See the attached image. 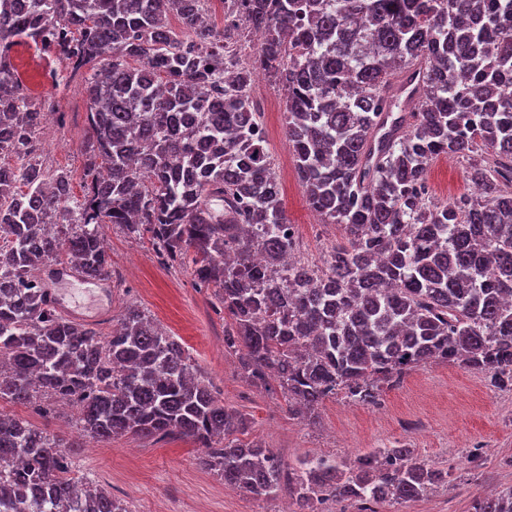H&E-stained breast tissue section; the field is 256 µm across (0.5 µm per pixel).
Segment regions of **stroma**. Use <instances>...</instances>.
<instances>
[{
    "label": "stroma",
    "mask_w": 512,
    "mask_h": 512,
    "mask_svg": "<svg viewBox=\"0 0 512 512\" xmlns=\"http://www.w3.org/2000/svg\"><path fill=\"white\" fill-rule=\"evenodd\" d=\"M11 56L22 81L52 115L37 132L41 162L50 170L70 171L73 193L81 195L83 148L92 137L81 78L71 77L64 63L30 42L14 46ZM254 89L267 101L263 123L283 205L298 233V251L321 262L343 229L322 223L306 201L285 134L281 86L260 77ZM427 180L441 202L472 191L466 164L455 156L431 162ZM104 237L115 280L111 295L70 281L61 287L64 301L88 314L110 308V317L100 323L106 334L128 304L141 306L181 341L225 405L248 414L249 438L288 463L305 457L349 463L376 448H410L419 459L449 471L447 487L416 501L378 506L377 512H470L474 499L512 488V388L493 386L481 371L434 363L409 372L400 385L384 390L377 404H355L339 396L322 403L316 423L294 418L279 390L243 379L238 357L224 348V319L214 313L209 290L197 287L180 265L161 263L148 240L131 238L112 224L105 226ZM0 412L24 416L74 442L76 473L125 500L131 512H285L289 504L284 493L256 498L225 485L200 466V450L187 438L128 434L96 443L81 438L71 417L42 415L4 401ZM476 449L483 455L479 468L468 462Z\"/></svg>",
    "instance_id": "1"
}]
</instances>
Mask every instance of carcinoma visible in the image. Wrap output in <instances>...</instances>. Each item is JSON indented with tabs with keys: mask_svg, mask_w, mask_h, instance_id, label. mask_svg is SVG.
I'll use <instances>...</instances> for the list:
<instances>
[{
	"mask_svg": "<svg viewBox=\"0 0 512 512\" xmlns=\"http://www.w3.org/2000/svg\"><path fill=\"white\" fill-rule=\"evenodd\" d=\"M226 0H0V400L76 411L81 436L179 434L200 464L292 512L329 501L420 499L448 471L409 448L349 466H291L242 435L175 337L135 305L109 335L64 317L40 273L110 278L102 228L148 238L190 268L224 314V349L288 413L315 422L343 394L375 404L416 368L453 363L512 387V0H238L241 23L205 22ZM176 14L174 29L169 15ZM262 33L255 47L250 32ZM52 51L84 77L92 140L83 195L35 155L44 104L12 47ZM421 65L412 95L393 80ZM263 74L285 91L286 137L309 206L342 239L317 268L280 259L288 223L262 113ZM467 162L474 193L438 203L431 161ZM57 214L64 224H51ZM264 255V261L254 259ZM67 439L0 412V512H130L74 475ZM473 512H512V490Z\"/></svg>",
	"mask_w": 512,
	"mask_h": 512,
	"instance_id": "carcinoma-1",
	"label": "carcinoma"
}]
</instances>
